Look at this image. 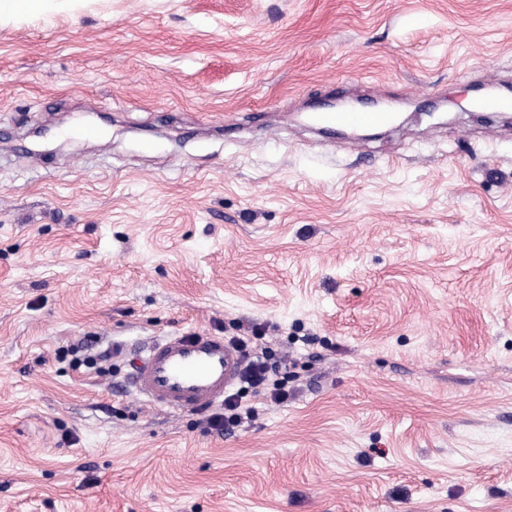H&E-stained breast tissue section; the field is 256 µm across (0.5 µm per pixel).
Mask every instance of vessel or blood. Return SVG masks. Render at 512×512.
I'll return each instance as SVG.
<instances>
[{
  "instance_id": "b4317fda",
  "label": "vessel or blood",
  "mask_w": 512,
  "mask_h": 512,
  "mask_svg": "<svg viewBox=\"0 0 512 512\" xmlns=\"http://www.w3.org/2000/svg\"><path fill=\"white\" fill-rule=\"evenodd\" d=\"M395 113L375 109L320 112L319 124L340 129L392 124ZM240 360L223 337L203 334L170 336L149 346L132 379L134 394L151 405L203 410L224 401L236 382Z\"/></svg>"
}]
</instances>
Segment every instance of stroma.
<instances>
[{
    "mask_svg": "<svg viewBox=\"0 0 512 512\" xmlns=\"http://www.w3.org/2000/svg\"><path fill=\"white\" fill-rule=\"evenodd\" d=\"M511 86L512 0L0 22V512H512V119L470 104ZM335 99L402 121H305ZM256 332L288 399L231 431L125 385Z\"/></svg>",
    "mask_w": 512,
    "mask_h": 512,
    "instance_id": "obj_1",
    "label": "stroma"
}]
</instances>
